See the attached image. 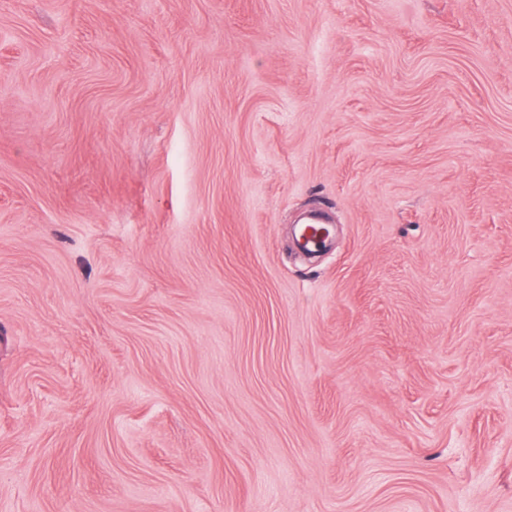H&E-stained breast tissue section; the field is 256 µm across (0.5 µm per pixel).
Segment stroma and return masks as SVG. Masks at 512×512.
I'll list each match as a JSON object with an SVG mask.
<instances>
[{
  "mask_svg": "<svg viewBox=\"0 0 512 512\" xmlns=\"http://www.w3.org/2000/svg\"><path fill=\"white\" fill-rule=\"evenodd\" d=\"M0 512H512V0H0Z\"/></svg>",
  "mask_w": 512,
  "mask_h": 512,
  "instance_id": "obj_1",
  "label": "stroma"
}]
</instances>
